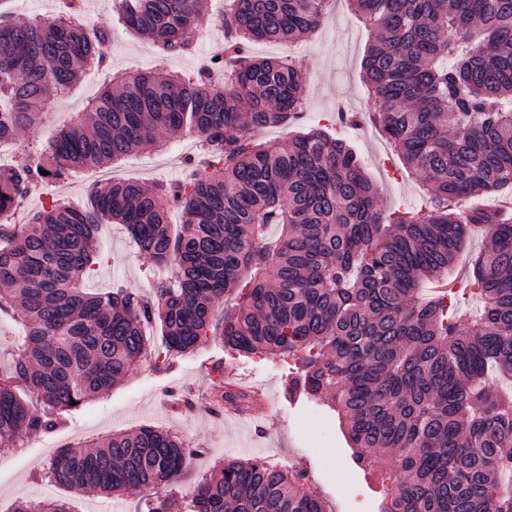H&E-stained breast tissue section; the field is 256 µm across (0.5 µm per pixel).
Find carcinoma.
Returning <instances> with one entry per match:
<instances>
[{"label":"carcinoma","instance_id":"obj_1","mask_svg":"<svg viewBox=\"0 0 512 512\" xmlns=\"http://www.w3.org/2000/svg\"><path fill=\"white\" fill-rule=\"evenodd\" d=\"M328 0H228L224 61L174 72L205 22L202 0H117L118 18L163 51L154 67L112 76L80 113L0 168V215L48 178L109 167L142 148L196 136L215 164L187 183L106 181L87 206L55 198L27 224H0V318L23 337L0 376V443L50 432L65 412L106 394L141 360L168 367L208 334L231 358L294 361L286 395L324 399L342 419L350 460L381 488L382 512H512V221L459 202L512 188V0H350L374 33L361 76L374 95L346 124L373 125L420 178L430 206L395 219L360 154L322 128L284 144L257 133L304 110L305 69L257 58L260 40L316 31ZM111 31L72 6L19 20L0 9V141L39 125L86 70L105 68ZM48 172L49 176L42 175ZM183 214L168 224L165 204ZM122 224L155 265L174 268L152 293L90 292L98 229ZM489 244L469 270L483 300L470 327L448 294L424 298L466 247ZM277 228L273 234L270 228ZM226 294L236 308L214 317ZM161 328L156 350L144 328ZM190 449L156 426L61 449L49 481L80 492L143 493L141 512H328L303 470L233 459L188 501L163 496ZM13 512H71L21 500Z\"/></svg>","mask_w":512,"mask_h":512}]
</instances>
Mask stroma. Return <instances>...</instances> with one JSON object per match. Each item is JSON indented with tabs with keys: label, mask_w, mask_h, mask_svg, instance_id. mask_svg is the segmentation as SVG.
Masks as SVG:
<instances>
[{
	"label": "stroma",
	"mask_w": 512,
	"mask_h": 512,
	"mask_svg": "<svg viewBox=\"0 0 512 512\" xmlns=\"http://www.w3.org/2000/svg\"><path fill=\"white\" fill-rule=\"evenodd\" d=\"M112 2L84 0L89 23L111 28L110 70L127 73L153 66L159 57L158 47L128 32ZM372 37L349 0H334L322 25L309 37L294 43L260 41L254 44L253 53L260 58L292 54L302 60L308 74L306 106L297 123L302 129L326 125L328 115L340 109L363 112L372 107L373 100L360 78V62ZM190 40L189 53L168 58L170 69L193 68L209 61L224 46V35L216 27L205 36L193 34ZM102 81L101 75L87 74L76 89L58 96L49 124L24 130L16 142L0 146V165L25 164L32 148L42 145L54 128L77 121ZM335 133L357 146L379 188L381 210L393 213L425 207L419 178L404 167L379 130L364 124L354 129L339 127ZM195 151V140L185 136L162 149L149 148L129 156L114 170L120 178L148 184L181 179L188 175L185 159ZM98 181L94 170L74 181H48L11 211L9 220L25 223L52 196L86 203L91 186ZM99 247L102 260L86 281L89 290L122 286L147 291L154 279L173 274L172 269L156 268L123 225H101ZM220 362L230 383L257 398L262 414L245 413L231 402L215 411L211 371ZM287 373V363L273 356L228 358L222 340L211 335L170 368L156 370L150 364H139L108 394L64 414L55 430L24 433L13 443L0 444V459L7 461L0 467V512H10L19 499L48 497L68 500L73 512H138L140 495L136 491L93 495L65 490L46 479L45 468L61 448L77 447L109 432H129L144 424L164 427L192 452L188 468L172 487L177 497L190 495L224 460L259 456L287 470H306L309 488L328 499L334 512H379L380 495L363 472L349 464V446L335 415L319 401L288 400L284 393Z\"/></svg>",
	"instance_id": "35a3bbf8"
}]
</instances>
